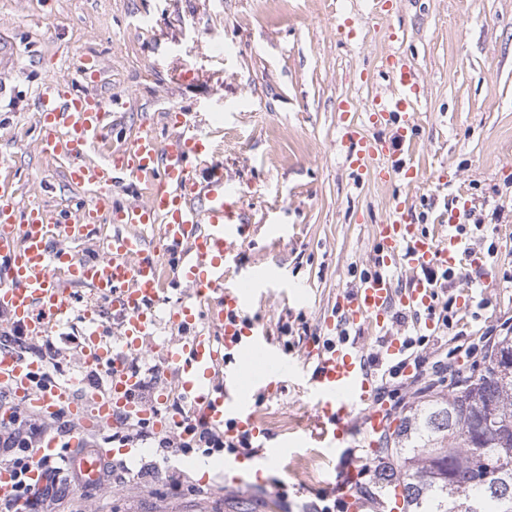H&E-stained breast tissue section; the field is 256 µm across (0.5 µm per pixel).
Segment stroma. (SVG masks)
<instances>
[{
  "label": "stroma",
  "instance_id": "obj_1",
  "mask_svg": "<svg viewBox=\"0 0 512 512\" xmlns=\"http://www.w3.org/2000/svg\"><path fill=\"white\" fill-rule=\"evenodd\" d=\"M393 2L385 22L372 0H0V37L21 53L6 78L11 92L0 98V177L16 182L22 206L38 201L58 209L90 198L89 188L66 181L61 160L41 152L35 91L50 76L72 80L77 56L98 59L113 86L136 104L116 114L106 148L133 134L147 111L162 131L174 112L205 125L251 217L233 275L246 277L257 264L282 269L290 289H271L251 316L260 328L286 335L289 358L300 359L308 343L326 338L323 317L337 293L370 267L372 226L384 218L392 196L412 195L430 228L447 223L446 204L461 191L487 216L488 196L512 204V0ZM390 27L401 29L425 90L409 150L422 178L411 186L356 175L336 147L337 102L366 101L385 83L379 64L390 48ZM181 69L194 70L198 80L177 83ZM468 245L482 253L495 248L498 257L445 284L457 300L468 285L492 280L484 297L457 312L467 342L512 321V282L504 278L512 273V211L485 241ZM452 347L442 329L418 348L419 374L447 359L454 372L430 390L404 385V403L392 420L483 370L482 356L456 354ZM259 411L293 415L294 425L273 431L294 440L312 406L287 377L278 398ZM365 455L344 448L335 462L360 469L357 492L370 501L388 487L366 472ZM302 457L318 473L305 484L295 473ZM223 459L198 449L172 458L186 483L196 486L193 494L165 496L149 484L109 475L95 488L76 483L60 489L46 512H309L326 496L335 463L318 449L298 446L252 478L230 474Z\"/></svg>",
  "mask_w": 512,
  "mask_h": 512
}]
</instances>
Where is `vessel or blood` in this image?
I'll list each match as a JSON object with an SVG mask.
<instances>
[{
  "label": "vessel or blood",
  "mask_w": 512,
  "mask_h": 512,
  "mask_svg": "<svg viewBox=\"0 0 512 512\" xmlns=\"http://www.w3.org/2000/svg\"><path fill=\"white\" fill-rule=\"evenodd\" d=\"M386 90L365 103L346 98L336 105L340 141L348 167L357 175L375 174L381 181L411 185L418 170L407 161L405 146L417 130L415 114L424 95L420 76L410 61L393 49L381 59ZM78 83L49 80L37 95L35 121L41 148L47 155L67 160L66 176L79 186L93 188V198L63 211L39 202L18 207L11 184L0 183V272L10 283L0 287V308L29 336H49L80 315L78 343L82 375L99 374L90 392L76 396L80 377L34 389L42 372L41 360L19 356L0 347V392L26 405L40 419L59 412L76 416L83 430L146 421L158 431L183 428L181 411L162 413L166 392L143 402L139 391L144 377L129 366L150 344L159 324L171 338L160 347L164 363L175 369L177 389L193 414L223 431L229 442L247 439L255 459L279 461L286 441L271 438L259 421L256 397L275 395L284 376H294L315 411L313 424L302 438L336 456L344 447L351 418L361 414L367 432L379 435L389 424L378 402L375 376L355 344L309 346L303 364H295L281 341L257 330L249 312L259 290L287 285L277 269L254 268L246 278L230 280L239 265L249 230L243 197L222 168L209 162V134L200 126L177 120L171 132L158 135L142 127L118 151L91 155L112 126V115L127 110L123 91L105 89L102 69L90 57L76 60ZM364 112L370 125L391 129L390 138L362 134L354 121ZM146 187L139 203L116 207L112 198L123 184ZM413 199H392L385 220L374 227L377 273L340 292L336 310L323 324L329 330L363 327L372 335L390 337L386 353L401 358L402 344L391 338L396 309L426 311L436 303L433 283L420 270L458 271L461 263L484 265L476 251L462 246L454 232L429 231L413 221ZM117 229L98 244L96 256L75 252L96 224ZM161 224L157 257L146 256L139 226ZM69 240L70 248L53 246L54 238ZM416 273L414 284L400 288L393 270ZM90 290L83 308H76L70 285ZM185 285L190 294L166 314L157 311L168 287ZM69 462L81 482L100 485L110 453L69 443ZM357 479L343 471L341 484L346 512H364L367 503L351 491Z\"/></svg>",
  "instance_id": "1"
}]
</instances>
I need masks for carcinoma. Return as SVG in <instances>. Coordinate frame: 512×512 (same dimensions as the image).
I'll return each instance as SVG.
<instances>
[{
    "instance_id": "obj_1",
    "label": "carcinoma",
    "mask_w": 512,
    "mask_h": 512,
    "mask_svg": "<svg viewBox=\"0 0 512 512\" xmlns=\"http://www.w3.org/2000/svg\"><path fill=\"white\" fill-rule=\"evenodd\" d=\"M512 352L502 337L481 373L400 419L376 450L383 481L401 487L402 512H512Z\"/></svg>"
}]
</instances>
